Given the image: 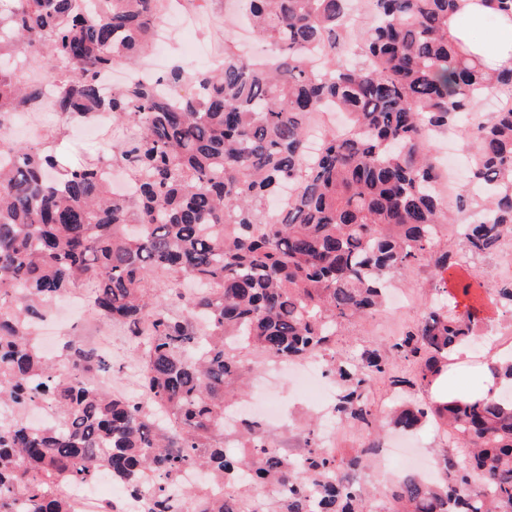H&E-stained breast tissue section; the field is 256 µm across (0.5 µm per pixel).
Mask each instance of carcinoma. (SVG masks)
I'll list each match as a JSON object with an SVG mask.
<instances>
[{"label":"carcinoma","instance_id":"obj_1","mask_svg":"<svg viewBox=\"0 0 512 512\" xmlns=\"http://www.w3.org/2000/svg\"><path fill=\"white\" fill-rule=\"evenodd\" d=\"M73 2L0 0V120L41 110L50 81V106L65 122L38 144L0 142V512H72L64 488L104 472L129 495L152 485L148 512H171V486L194 465L224 486L220 497L196 490V512H252L251 494L271 486L288 489L272 512H512L508 394L393 409L396 430L434 421L450 446L441 484L408 477L379 497L346 480L367 448L339 462L309 428L297 466L254 421L224 435L225 407L244 392L236 381L246 350L321 358L340 387L338 418L376 443L372 387L428 389L477 336L481 285L448 291L462 265L459 252L438 249L437 227L451 217L432 190L441 169L428 136L453 128L475 99L512 93V70L486 72L448 35L460 0H374L360 62L337 51L350 0H247L268 60L226 45L220 69L173 65L108 95L100 75L152 46L163 0H93L82 12ZM488 2L492 12L462 16L461 26L512 11V0ZM29 56L44 60L37 80L10 64ZM324 107L350 127L323 132L311 159L309 114ZM100 112L117 129L112 144L65 164L56 140ZM472 150L469 182L488 189L461 233L475 259L512 238V107L478 129ZM105 167L124 170L135 193H115ZM285 186L288 208L274 213ZM421 262L440 296H462L467 310L442 301L387 347L336 350L341 329L382 307L393 274ZM82 285L104 321L138 340L150 403L101 385L122 372L105 352L71 340L61 371L41 355L33 328ZM390 352L412 376L392 371ZM36 409L54 422L33 427Z\"/></svg>","mask_w":512,"mask_h":512}]
</instances>
